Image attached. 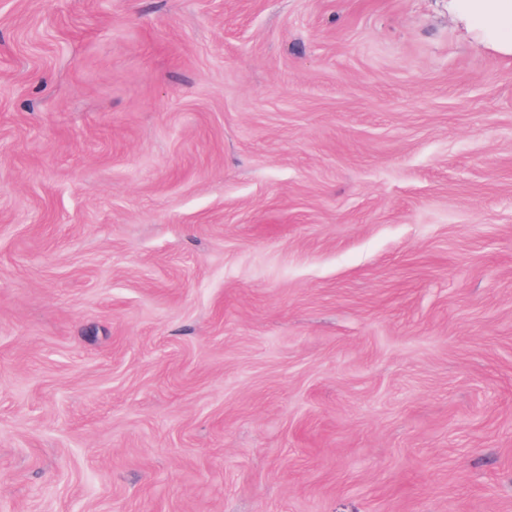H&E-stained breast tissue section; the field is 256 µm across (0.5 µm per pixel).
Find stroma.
<instances>
[{"label": "stroma", "mask_w": 512, "mask_h": 512, "mask_svg": "<svg viewBox=\"0 0 512 512\" xmlns=\"http://www.w3.org/2000/svg\"><path fill=\"white\" fill-rule=\"evenodd\" d=\"M466 4L0 0V512H512Z\"/></svg>", "instance_id": "1"}]
</instances>
